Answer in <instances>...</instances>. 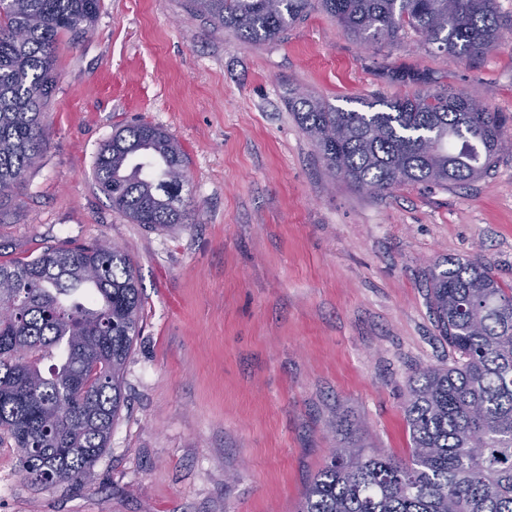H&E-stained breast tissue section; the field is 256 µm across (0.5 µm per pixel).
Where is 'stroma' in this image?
<instances>
[{"mask_svg":"<svg viewBox=\"0 0 512 512\" xmlns=\"http://www.w3.org/2000/svg\"><path fill=\"white\" fill-rule=\"evenodd\" d=\"M498 5L506 43L471 62L411 32L356 41L319 11L247 44L185 0H101L88 37L61 39L47 150L0 208V263L110 239L142 289L141 333L93 483L31 485L5 437L0 512H298L340 416L368 446L409 456L408 379L455 357L428 270L478 258L512 285V0ZM397 67L503 114L490 172L377 195L329 171L287 89L358 110L406 94L379 75ZM140 122L182 144L192 223H130L94 185L102 144Z\"/></svg>","mask_w":512,"mask_h":512,"instance_id":"stroma-1","label":"stroma"}]
</instances>
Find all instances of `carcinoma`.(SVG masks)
Listing matches in <instances>:
<instances>
[{"label": "carcinoma", "instance_id": "obj_1", "mask_svg": "<svg viewBox=\"0 0 512 512\" xmlns=\"http://www.w3.org/2000/svg\"><path fill=\"white\" fill-rule=\"evenodd\" d=\"M242 41H278L321 10L351 37L388 46L413 31L421 46L468 61L503 44L498 0H187ZM100 0H0V207L43 156L62 34L92 32ZM415 91L367 112L288 90V107L333 173L374 193L410 183L446 187L486 174L502 145L499 113L470 111L433 73H381ZM93 179L112 209L151 229L188 223L186 155L149 123L112 134ZM427 299L453 363L418 370L403 403L412 451L368 452L347 418L339 447L299 512H512V286L478 259H447ZM142 294L124 249L106 240L46 248L0 264V432L22 472L44 488L84 484L124 407V369L140 333ZM52 360L48 374L40 365Z\"/></svg>", "mask_w": 512, "mask_h": 512}]
</instances>
